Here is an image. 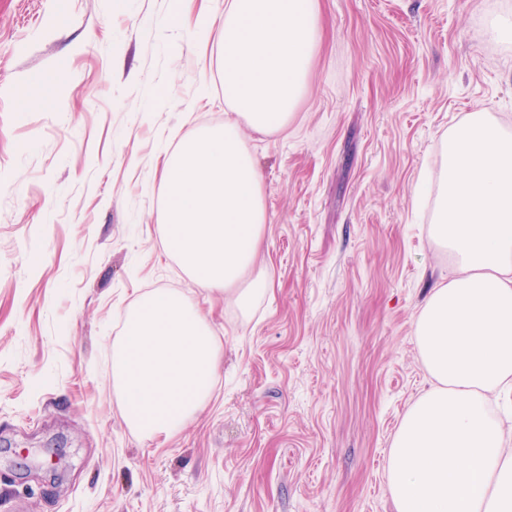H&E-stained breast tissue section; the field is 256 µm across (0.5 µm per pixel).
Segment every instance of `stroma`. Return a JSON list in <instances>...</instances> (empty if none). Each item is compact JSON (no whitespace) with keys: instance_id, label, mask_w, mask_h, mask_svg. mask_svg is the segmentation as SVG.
Segmentation results:
<instances>
[{"instance_id":"stroma-1","label":"stroma","mask_w":512,"mask_h":512,"mask_svg":"<svg viewBox=\"0 0 512 512\" xmlns=\"http://www.w3.org/2000/svg\"><path fill=\"white\" fill-rule=\"evenodd\" d=\"M174 0H0V512H396L390 442L428 387L415 320L451 260L429 236L448 133L512 134V0H319L263 173L271 283L249 314L162 244L164 136L224 122L217 45ZM44 79L48 104L18 89ZM154 288L208 315L224 359L178 431L145 440L112 386L122 315Z\"/></svg>"}]
</instances>
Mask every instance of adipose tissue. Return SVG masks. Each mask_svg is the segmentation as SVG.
Listing matches in <instances>:
<instances>
[{
    "label": "adipose tissue",
    "mask_w": 512,
    "mask_h": 512,
    "mask_svg": "<svg viewBox=\"0 0 512 512\" xmlns=\"http://www.w3.org/2000/svg\"><path fill=\"white\" fill-rule=\"evenodd\" d=\"M318 22V0H225L224 124L162 153L167 254L244 312L269 283L263 178L243 131L287 128ZM440 180L431 238L453 268L416 319L431 385L392 438L387 488L396 512H512V448L489 411L512 386V136L475 110L449 135Z\"/></svg>",
    "instance_id": "obj_1"
}]
</instances>
